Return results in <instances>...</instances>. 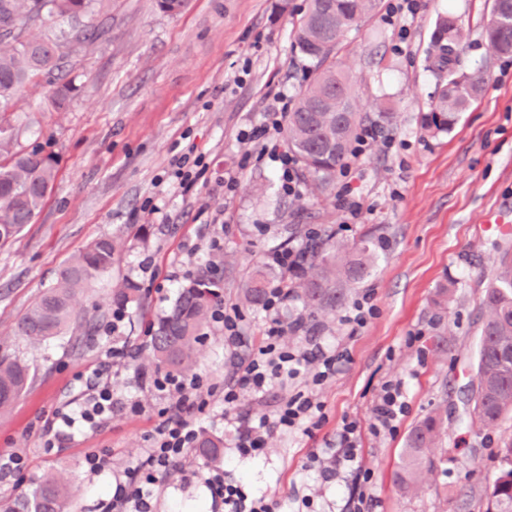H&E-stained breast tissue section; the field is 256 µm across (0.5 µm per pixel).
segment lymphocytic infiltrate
<instances>
[{"label":"lymphocytic infiltrate","mask_w":512,"mask_h":512,"mask_svg":"<svg viewBox=\"0 0 512 512\" xmlns=\"http://www.w3.org/2000/svg\"><path fill=\"white\" fill-rule=\"evenodd\" d=\"M291 294L286 283L272 286L264 306L269 326L265 338L256 346L247 344L235 310L221 308L213 315L214 322L224 329L225 347L245 351L235 365L232 382L224 386L225 405H233L240 390L245 388L262 393L278 380L299 377L304 380L303 390L282 396L271 414L256 420L238 418L235 446L244 455H259L270 436L313 419L322 409L313 388L334 376L342 360L341 354L325 350L313 339L300 350L290 351L280 346L283 328L279 311ZM152 387L165 401L158 411L160 422L142 456L116 477L103 512H152L153 486L163 481L188 450L194 448L199 431L191 417L204 412L216 393L215 388L204 387L202 378L197 375L159 372L152 380ZM114 406L112 388L105 384L97 387L76 413H59L57 422L68 427H99L111 421ZM405 410L400 384L386 383L373 406L370 431L376 435L393 431ZM189 476L207 486L213 501L220 503L224 512H277L276 502L247 498L227 472L198 467L191 470Z\"/></svg>","instance_id":"f902f5d3"}]
</instances>
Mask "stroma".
<instances>
[{
    "label": "stroma",
    "mask_w": 512,
    "mask_h": 512,
    "mask_svg": "<svg viewBox=\"0 0 512 512\" xmlns=\"http://www.w3.org/2000/svg\"><path fill=\"white\" fill-rule=\"evenodd\" d=\"M189 0L183 13L160 12L155 0H108L107 31L69 70L79 87L63 108L44 88L14 108L18 146L58 162V177L34 224L0 248V355L26 361L34 374L14 406L0 414V458L21 455L20 472L0 478V497L28 489L47 470L66 474L72 512H102L115 476L141 454L159 422L162 402L150 386L149 335L190 279L214 270L225 306L237 307V284L274 249L304 248L309 235L351 244L372 240L377 260L369 276L324 312L290 297L280 310L281 346L296 350L318 339L342 352L335 376L316 386L320 426L275 434L258 456H240L234 422L273 411L300 381L241 391L232 408L215 395L199 424L222 438L214 467L230 472L251 498L281 502L280 512H351L359 485L345 469L324 481L318 463L339 448L344 418L359 420L361 466L372 473V512H486L498 450L512 438V416L478 429L464 400L474 377L480 307L504 253L512 254V57L491 53L484 36L491 0H418L407 35L386 21L387 0L347 32L336 63L356 94V108L380 135L367 154L337 171L320 192L312 175L296 171L299 192L284 193L275 162L249 135L278 98L295 106L310 77L309 62L292 46L293 27L307 0ZM462 27L458 72L481 78L484 91L448 130L425 128L438 78L428 51L438 15ZM203 158L192 186L172 178L187 148ZM238 173L235 189L225 171ZM360 195L351 216L344 189ZM101 236L120 247L108 273L77 299L83 318L70 349L62 338L38 345L16 336L18 318L75 252ZM221 249H213L212 238ZM125 280L139 300L113 326L111 293ZM369 308L363 325L345 323L355 305ZM240 326L261 342L260 308L237 307ZM194 373L223 386L233 376L224 332L204 329ZM129 355L103 374L116 397L142 403L140 415L114 409L109 424L66 431L62 447L43 446L42 425L87 397V378L112 348ZM399 382L408 404L397 432L372 435L367 425L385 382ZM439 412L444 426L436 465L417 490L398 493L393 476L414 424ZM106 450L101 472L84 465ZM155 512H212L209 490L181 471L154 488Z\"/></svg>",
    "instance_id": "stroma-1"
}]
</instances>
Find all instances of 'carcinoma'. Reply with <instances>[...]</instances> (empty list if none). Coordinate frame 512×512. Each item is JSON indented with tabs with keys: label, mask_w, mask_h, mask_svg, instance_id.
I'll list each match as a JSON object with an SVG mask.
<instances>
[{
	"label": "carcinoma",
	"mask_w": 512,
	"mask_h": 512,
	"mask_svg": "<svg viewBox=\"0 0 512 512\" xmlns=\"http://www.w3.org/2000/svg\"><path fill=\"white\" fill-rule=\"evenodd\" d=\"M377 6L376 0H308L305 13L293 29V47L316 62L293 111L286 115L285 143L294 159L314 175L317 186L329 190L336 170L344 164L365 115L356 111L355 94L346 75L337 68L335 50L340 37ZM104 0H0V247L12 242L34 223L56 177V162L37 152L17 149L12 108L26 88L45 78L49 98L59 108L76 90L65 61L102 37L103 25L88 19L101 14ZM71 22L60 39L34 38L31 32L55 19ZM492 53L512 56V0H494L486 28ZM461 28L452 14L435 22L428 60L439 78L433 109L423 116L428 128L448 130L482 92V82L457 74L452 64L458 54ZM119 243L110 236L93 240L59 270L56 281L18 319L15 333L40 344L65 335L80 316L73 302L100 275L112 269ZM377 256L370 240L346 245L327 240L304 253L309 273L300 283L311 306L334 309L344 288L367 277ZM276 271L254 265L239 286V299L249 306L262 305ZM216 283L206 274L181 289L170 311L152 330V363L170 372L191 370L201 331L221 301ZM140 287L129 281L114 290L112 301L124 306L136 301ZM476 380L467 399L470 423L481 428L497 425L512 414V259L501 260L481 302ZM32 380L28 365L8 355L0 356V409L9 407ZM442 434L438 416L417 422L402 449L395 482L408 492L425 470L434 467L430 449ZM224 440L203 433L196 452L214 459ZM73 492L61 472H48L25 492L0 497V512H70ZM495 508L487 512H512V440L501 448V469L490 493Z\"/></svg>",
	"instance_id": "carcinoma-1"
}]
</instances>
